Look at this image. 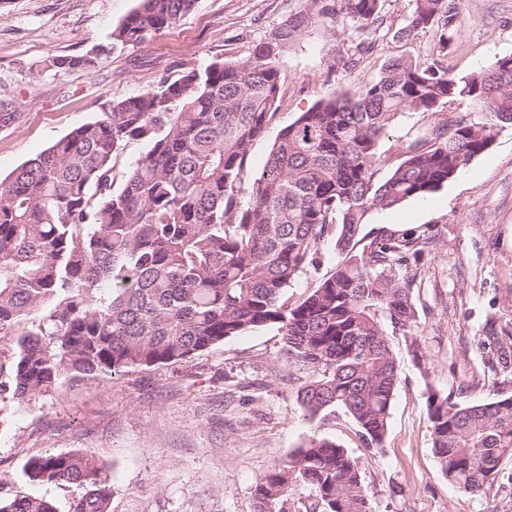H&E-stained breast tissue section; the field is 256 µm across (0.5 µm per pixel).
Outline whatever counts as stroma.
Returning a JSON list of instances; mask_svg holds the SVG:
<instances>
[{
	"mask_svg": "<svg viewBox=\"0 0 512 512\" xmlns=\"http://www.w3.org/2000/svg\"><path fill=\"white\" fill-rule=\"evenodd\" d=\"M461 28L443 61L470 75L512 56V0H451ZM301 0H195L172 27L138 45L113 30L138 0H0V177L110 103L136 96L191 68L249 56L295 13ZM382 18L361 30L325 15L279 60L280 99L246 171L261 170L280 131L314 104L355 93L385 61H429L439 29L403 37L413 0H382ZM97 56L66 72L58 57ZM446 112H405L378 151L399 158ZM433 224L435 250L414 291L413 338L389 336L400 379L381 449L365 448L351 417L306 416L296 399L308 372L289 363L270 324L191 359L94 378H60L47 393L0 412V497L51 499L69 512L83 487L39 485L25 466L35 456L80 452L104 463L111 512H256L262 478L309 436L336 440L354 458L372 512H512V461L492 490L460 492L441 474L431 448L429 389L464 404L512 393L497 359L512 331V127L436 191L393 210H371L366 230Z\"/></svg>",
	"mask_w": 512,
	"mask_h": 512,
	"instance_id": "obj_1",
	"label": "stroma"
}]
</instances>
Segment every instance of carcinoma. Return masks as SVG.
Returning <instances> with one entry per match:
<instances>
[{
    "label": "carcinoma",
    "mask_w": 512,
    "mask_h": 512,
    "mask_svg": "<svg viewBox=\"0 0 512 512\" xmlns=\"http://www.w3.org/2000/svg\"><path fill=\"white\" fill-rule=\"evenodd\" d=\"M194 2L139 0L112 38L141 44ZM381 2L336 0L331 11L367 28L380 20ZM325 9L304 0L246 59L186 70L113 102L0 180V332L42 314L19 334L15 352L0 356L1 404L30 400L65 375L187 360L274 323L288 361L309 372L297 391L306 415L341 408L365 447H383L400 378L386 326L405 335L415 327L419 265L438 232H366L365 218L435 191L512 125V57L465 77L435 59L391 58L356 94L302 113L249 177L250 150L280 96L278 62ZM435 23L441 54L459 28L448 0H414L402 34ZM463 104L481 120H443L377 177L379 140L400 114ZM132 141L148 148L121 170ZM328 240L338 261L288 305L286 289L320 269ZM427 413L448 483L469 494L492 489L512 460V394L460 404L432 389ZM25 474L87 487L70 512H111L106 467L87 454L34 457ZM301 489L314 496L306 512H370L354 459L332 440L310 436L265 475L256 512H285ZM0 512L56 507L22 496L0 498Z\"/></svg>",
    "instance_id": "carcinoma-1"
}]
</instances>
